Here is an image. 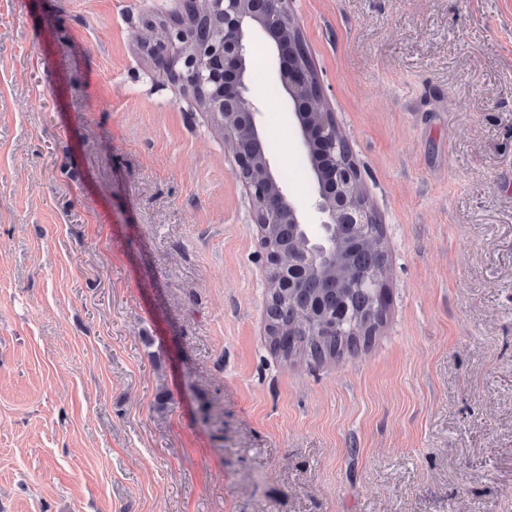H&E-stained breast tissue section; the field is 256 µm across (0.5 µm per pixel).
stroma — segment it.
Listing matches in <instances>:
<instances>
[{"mask_svg": "<svg viewBox=\"0 0 512 512\" xmlns=\"http://www.w3.org/2000/svg\"><path fill=\"white\" fill-rule=\"evenodd\" d=\"M177 7L0 0V512H512V0H290L388 252L371 346L311 365L142 47Z\"/></svg>", "mask_w": 512, "mask_h": 512, "instance_id": "1", "label": "stroma"}]
</instances>
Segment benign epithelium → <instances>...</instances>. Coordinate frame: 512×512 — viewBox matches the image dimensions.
<instances>
[{
    "label": "benign epithelium",
    "instance_id": "obj_1",
    "mask_svg": "<svg viewBox=\"0 0 512 512\" xmlns=\"http://www.w3.org/2000/svg\"><path fill=\"white\" fill-rule=\"evenodd\" d=\"M210 16L221 25V35L203 45L197 43L195 25L180 15L174 27L165 28L163 37L182 44L181 67L172 68L170 77L180 81L193 97L203 96L210 112L224 113V145L234 160L232 174L249 194L260 239L267 237V225L285 222L284 215L305 227L313 238L311 247L284 262L265 245L260 248L267 269H276L280 286L299 288L301 274L324 264L336 241L347 244L373 241L375 216L361 195L360 173L352 150L340 133L334 115L322 101L321 86L304 42L296 55L283 59L279 35L293 17L288 0H209ZM261 29L275 44L282 58L279 79L294 106H302L311 120L300 124L299 146L303 153L319 146L331 161L317 179L318 192L305 206L292 197L269 158L263 154L266 129L260 111L252 102L246 59L253 34ZM356 284L373 290L379 304L387 306L386 266L360 274ZM345 313L338 309L323 323L324 334L339 335Z\"/></svg>",
    "mask_w": 512,
    "mask_h": 512
}]
</instances>
